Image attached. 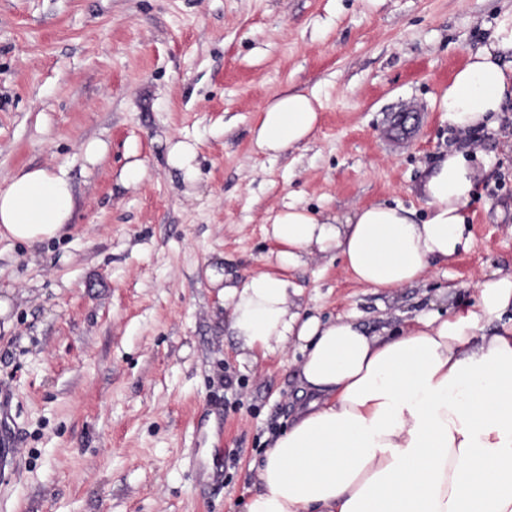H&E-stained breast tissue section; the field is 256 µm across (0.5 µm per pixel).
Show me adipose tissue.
I'll return each mask as SVG.
<instances>
[{
    "instance_id": "1",
    "label": "adipose tissue",
    "mask_w": 512,
    "mask_h": 512,
    "mask_svg": "<svg viewBox=\"0 0 512 512\" xmlns=\"http://www.w3.org/2000/svg\"><path fill=\"white\" fill-rule=\"evenodd\" d=\"M512 99V8L488 45L470 54L441 111L460 135L493 126ZM315 93L294 91L260 111L257 147L276 157L306 143L318 122ZM480 178L468 146L425 169L428 217L374 204L346 219L285 205L270 235L279 272L222 283L228 329L252 359L303 354L307 398L255 470L247 512H512V273L478 280L474 305L368 333L349 317L302 314L287 269L336 252L374 291L409 287L468 250L465 208ZM76 205L65 170L34 167L0 190V236L35 248L56 238Z\"/></svg>"
}]
</instances>
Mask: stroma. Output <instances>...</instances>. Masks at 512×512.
<instances>
[{
    "mask_svg": "<svg viewBox=\"0 0 512 512\" xmlns=\"http://www.w3.org/2000/svg\"><path fill=\"white\" fill-rule=\"evenodd\" d=\"M512 0H0V189L64 168L77 206L37 248L0 237V512H247L252 462L301 403L299 354L248 365L219 285L269 270L285 204L427 213L424 167L459 135L438 102ZM315 92L319 124L271 159L259 109ZM468 139L471 246L395 295L315 253L294 301L368 331L471 303L512 270V100ZM107 143L90 164L85 145ZM197 146L198 175L167 162ZM140 161L145 176L120 173Z\"/></svg>",
    "mask_w": 512,
    "mask_h": 512,
    "instance_id": "35a3bbf8",
    "label": "stroma"
}]
</instances>
